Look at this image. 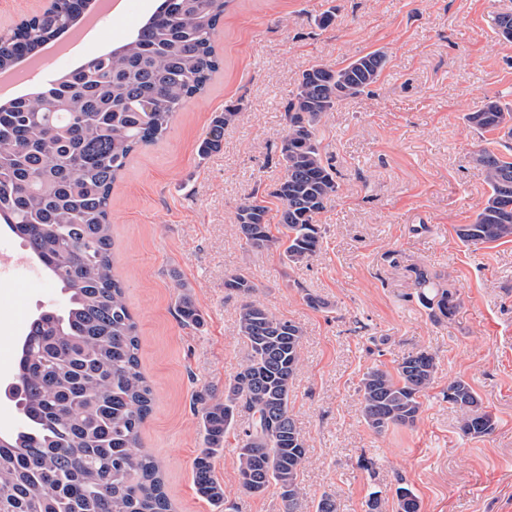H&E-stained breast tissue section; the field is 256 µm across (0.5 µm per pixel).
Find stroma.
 Wrapping results in <instances>:
<instances>
[{
  "label": "stroma",
  "mask_w": 512,
  "mask_h": 512,
  "mask_svg": "<svg viewBox=\"0 0 512 512\" xmlns=\"http://www.w3.org/2000/svg\"><path fill=\"white\" fill-rule=\"evenodd\" d=\"M154 0H127L76 47L51 61L49 76L110 51L147 16ZM333 10L331 26L315 20ZM512 0H234L215 40L222 68L188 101L158 144L137 150L112 189V239L126 301L136 315L141 363L155 390L142 443L160 463L176 512H218L199 499L192 461L202 447L198 391L223 394L246 363L237 332L241 299L224 287L245 273L279 318L300 323L302 367L291 412L308 442L296 512H315L322 494L339 512H367L372 491L413 489L420 512H512V242L466 246L488 188L472 157L498 136L463 119L485 98L512 102V43L495 20ZM375 50L388 63L359 96L340 101L319 130L339 193L320 214L318 256L288 265L277 249L254 250L237 208L279 181L285 106L305 70ZM240 105L219 150L197 146L215 113ZM460 297L455 316L435 320L417 298L413 268ZM190 289L204 324L183 325L176 302ZM323 301L310 307L306 294ZM49 279L0 284V379L40 308L62 306ZM416 348L435 357L419 420L375 434L359 381L372 367L395 370ZM464 378L493 415L490 436L469 438L446 397ZM214 471L235 512H284L277 488L240 492L234 447Z\"/></svg>",
  "instance_id": "35a3bbf8"
}]
</instances>
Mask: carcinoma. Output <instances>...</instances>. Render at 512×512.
<instances>
[{"mask_svg":"<svg viewBox=\"0 0 512 512\" xmlns=\"http://www.w3.org/2000/svg\"><path fill=\"white\" fill-rule=\"evenodd\" d=\"M85 0H55L53 7L0 34V68L10 67L61 34ZM232 0H157L133 35L109 52L50 80L39 91L0 103V227L19 239L45 274L64 291L65 306L46 308L18 342L12 402L19 422L0 433V512H174L160 466L142 447L154 388L142 371L138 322L113 268L112 186L138 149L158 143L174 116L201 95L220 69L214 37ZM387 64L375 50L333 68L315 64L302 74L286 107L279 164L284 174L266 194L241 205L235 223L253 249L276 247L288 264L318 255V216L337 196L336 173L324 162L318 129L336 105L364 93ZM240 107L214 115L198 145L218 150L224 127ZM472 127L512 139V107L487 98L464 116ZM474 163L489 188L486 204L458 236L467 245L512 241V160L490 150ZM279 200L277 232L267 198ZM423 307L451 318L456 292L415 268ZM224 288L243 297L238 334L250 348L224 397L205 388L195 395L203 447L192 463L196 494L225 501L212 459L228 437L237 442L239 488L261 495L280 490L285 512H295L298 477L307 442L290 411L302 365L303 327L276 317L256 297V286L233 273ZM181 322L199 328L204 318L193 296L177 300ZM435 378V358L418 348L395 372L372 368L358 393L367 426L382 433L413 426L420 397ZM459 429L472 438L495 429L470 384H448ZM242 411L251 416L237 425ZM47 473L56 480L42 490ZM395 512H419L413 490L395 489Z\"/></svg>","mask_w":512,"mask_h":512,"instance_id":"obj_1","label":"carcinoma"}]
</instances>
